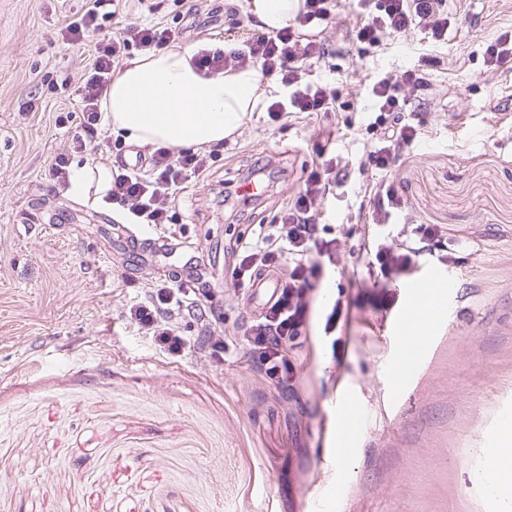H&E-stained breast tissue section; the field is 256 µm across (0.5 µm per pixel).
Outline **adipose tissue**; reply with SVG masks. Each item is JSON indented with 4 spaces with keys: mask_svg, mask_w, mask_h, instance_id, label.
<instances>
[{
    "mask_svg": "<svg viewBox=\"0 0 512 512\" xmlns=\"http://www.w3.org/2000/svg\"><path fill=\"white\" fill-rule=\"evenodd\" d=\"M300 0H247L248 12L267 31L292 24ZM191 47L172 46L139 55L112 77L102 109L113 133L141 147L202 149L241 134L270 84L259 68L206 76L191 65ZM112 187L108 166L76 169L72 192L102 207ZM478 478L500 504L512 503V420L504 419L485 449Z\"/></svg>",
    "mask_w": 512,
    "mask_h": 512,
    "instance_id": "ef3b65f1",
    "label": "adipose tissue"
}]
</instances>
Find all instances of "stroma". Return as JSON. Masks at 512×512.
<instances>
[{"instance_id":"35a3bbf8","label":"stroma","mask_w":512,"mask_h":512,"mask_svg":"<svg viewBox=\"0 0 512 512\" xmlns=\"http://www.w3.org/2000/svg\"><path fill=\"white\" fill-rule=\"evenodd\" d=\"M85 0H0V512H502L479 484L483 449L512 415V64L485 70L486 46L512 30V0H448V39L414 30L363 57H325L310 72L340 93L364 76L398 74L429 55L435 105L421 113L414 151L392 171L416 222L467 238L446 269L454 282L429 333L432 350L405 381L402 340L389 323L396 283L348 273L372 238L348 220L376 178L362 160L364 100L330 116L267 124L255 110L229 138L207 182L175 201L184 246L139 255L119 246L118 210L94 207L49 182L79 123L75 90L86 60L60 33ZM70 113L66 126L58 113ZM334 125L351 161L349 192L328 199L342 269L308 292L301 383L286 395L264 381L242 342L221 358L173 360L127 316L171 264L200 259L207 298L183 314L224 334L252 317L224 253L244 231L224 204L225 180L265 154L286 155L293 177L262 189L260 223L317 161L318 133ZM349 307L335 333L324 321ZM365 421L337 468L331 441L341 396Z\"/></svg>"}]
</instances>
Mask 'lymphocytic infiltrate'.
Instances as JSON below:
<instances>
[{"mask_svg": "<svg viewBox=\"0 0 512 512\" xmlns=\"http://www.w3.org/2000/svg\"><path fill=\"white\" fill-rule=\"evenodd\" d=\"M334 0H304L295 26L268 32L250 28L239 47L198 52L194 60L205 74L228 72L250 65L259 67L263 78L280 83L285 96L271 99L267 118L277 123L293 114L334 111L336 91L308 82L306 75L318 61L332 54L329 41L307 34L308 26L329 23ZM124 0H87L83 12L67 17L61 28L68 45L86 50L89 62L76 89L81 114L71 145L78 151L107 153L102 136L101 103L114 72L132 52L148 53L169 47L182 35L147 19L124 18ZM360 21L353 41L372 48L382 46L385 36L416 27L428 29L434 41L448 38L447 0H356ZM114 22L112 35L104 25ZM440 57L404 70L399 76L365 81L369 100L367 127L372 134L364 146L368 166L377 179L366 187L358 204L359 217L376 227L372 246L364 248L367 271H379L393 279L410 273L421 257L448 261V232L438 224L410 225L408 204L390 175L403 154L414 149L421 134L419 109L430 97L428 68L443 66ZM224 152L216 144L207 151L160 148L153 152L148 170L119 165L112 174L109 196L126 210L134 223L161 228L176 223L174 201L187 183L205 178ZM320 161L305 171L297 192L290 196L275 223L259 225L232 249L233 272L239 285H250L254 276L267 269L279 274L274 301L253 319L242 333L259 372L276 389L294 393L298 374L294 354L305 342L306 312L299 299L316 288L328 267L340 263L339 239H325L323 203L346 192L349 164L333 156L330 144L318 148ZM188 293L177 281L155 285L144 301L133 304L129 316L160 351L170 357L184 356L190 341L180 333L178 317L187 308Z\"/></svg>", "mask_w": 512, "mask_h": 512, "instance_id": "obj_1", "label": "lymphocytic infiltrate"}]
</instances>
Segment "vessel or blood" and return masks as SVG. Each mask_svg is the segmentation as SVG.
Returning <instances> with one entry per match:
<instances>
[{
    "mask_svg": "<svg viewBox=\"0 0 512 512\" xmlns=\"http://www.w3.org/2000/svg\"><path fill=\"white\" fill-rule=\"evenodd\" d=\"M123 239L129 247L143 252L158 248L174 251L182 246L179 240L152 238L140 230H126ZM451 285L452 282L445 272L436 266L428 267L423 273L406 279L400 285L402 302L393 313L391 331L404 339L400 370L405 380L415 377L428 349L427 337L414 332L416 321L413 313L417 306L430 298L435 289L448 288Z\"/></svg>",
    "mask_w": 512,
    "mask_h": 512,
    "instance_id": "1",
    "label": "vessel or blood"
}]
</instances>
